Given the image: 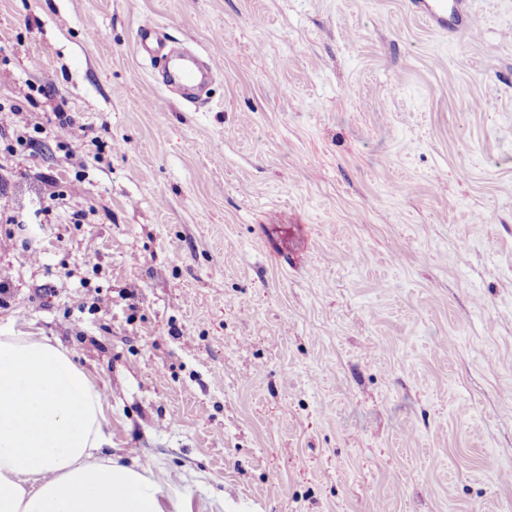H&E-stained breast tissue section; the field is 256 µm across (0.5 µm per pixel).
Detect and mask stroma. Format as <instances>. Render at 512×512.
Listing matches in <instances>:
<instances>
[{"label": "stroma", "mask_w": 512, "mask_h": 512, "mask_svg": "<svg viewBox=\"0 0 512 512\" xmlns=\"http://www.w3.org/2000/svg\"><path fill=\"white\" fill-rule=\"evenodd\" d=\"M466 3L0 0V330L166 512H512V0ZM409 3L440 28L449 25L467 29L474 24L472 16L464 9V0H410ZM185 57L176 55L167 58V82H176L201 88L204 86V78L208 76L207 71L197 66L193 68L184 63ZM56 113V118L59 119V121L54 125L52 133L56 137L68 140L71 147L73 146L72 143L77 146L85 136V128L79 125L74 118L66 116L64 112Z\"/></svg>", "instance_id": "1"}]
</instances>
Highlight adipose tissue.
<instances>
[{"instance_id":"1","label":"adipose tissue","mask_w":512,"mask_h":512,"mask_svg":"<svg viewBox=\"0 0 512 512\" xmlns=\"http://www.w3.org/2000/svg\"><path fill=\"white\" fill-rule=\"evenodd\" d=\"M107 424L66 351L0 333V512H165L149 470L98 458Z\"/></svg>"}]
</instances>
